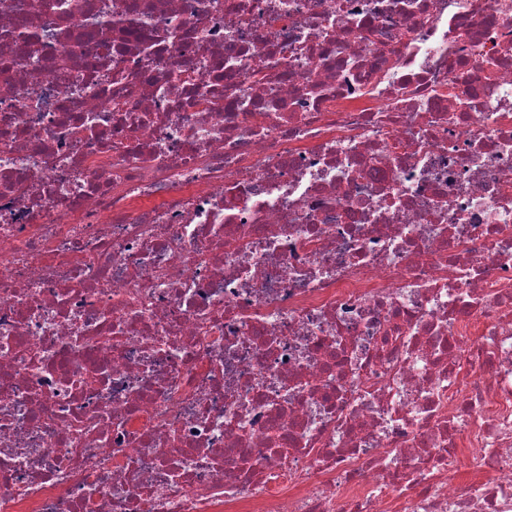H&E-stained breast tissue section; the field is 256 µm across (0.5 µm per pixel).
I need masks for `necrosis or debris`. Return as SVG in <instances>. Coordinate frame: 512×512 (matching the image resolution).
Here are the masks:
<instances>
[{
    "label": "necrosis or debris",
    "mask_w": 512,
    "mask_h": 512,
    "mask_svg": "<svg viewBox=\"0 0 512 512\" xmlns=\"http://www.w3.org/2000/svg\"><path fill=\"white\" fill-rule=\"evenodd\" d=\"M0 512H512V0H0Z\"/></svg>",
    "instance_id": "4bbe7bcc"
}]
</instances>
